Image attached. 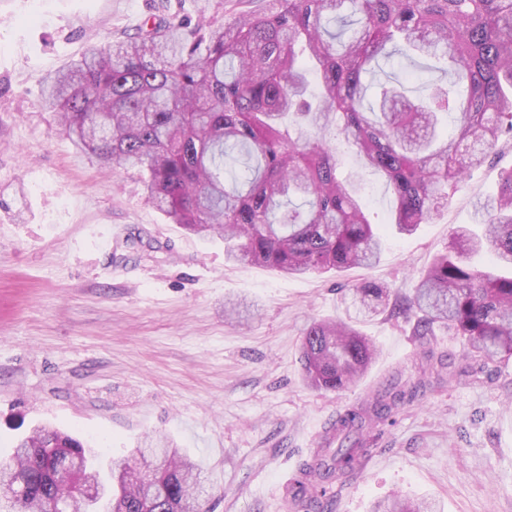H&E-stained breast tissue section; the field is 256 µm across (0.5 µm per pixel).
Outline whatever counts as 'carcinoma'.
<instances>
[{"instance_id": "obj_1", "label": "carcinoma", "mask_w": 512, "mask_h": 512, "mask_svg": "<svg viewBox=\"0 0 512 512\" xmlns=\"http://www.w3.org/2000/svg\"><path fill=\"white\" fill-rule=\"evenodd\" d=\"M394 55L445 68L415 98L392 78L365 105V77ZM44 91L76 149L140 169L147 200L186 231L223 238L227 260L287 276L372 267L382 235L337 174L331 138L386 178L399 232L430 223L512 135V0H269L217 26L164 14L46 76ZM448 114L457 123L451 138L439 129ZM484 253L512 269V169L477 202L475 224L453 230L406 300L428 359L435 324L463 337L475 358H512V274L470 263ZM351 293L348 320L303 331L302 368L317 389L349 388L377 354L358 324L385 312L389 289L366 282ZM425 387L396 382L338 415L337 447L304 463L299 493L321 499L333 479L360 470L373 426ZM64 450L81 460L82 475L99 477L81 440L37 427L0 466V512H53L62 498L72 512H98V499L76 493L79 477L57 467ZM138 452L139 467L115 464L120 494L104 512H199L201 469L177 448ZM374 512L431 510L393 496Z\"/></svg>"}]
</instances>
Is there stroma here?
<instances>
[{"label":"stroma","mask_w":512,"mask_h":512,"mask_svg":"<svg viewBox=\"0 0 512 512\" xmlns=\"http://www.w3.org/2000/svg\"><path fill=\"white\" fill-rule=\"evenodd\" d=\"M158 0H0V461L50 424L105 461L163 438L201 467L202 512H317L293 507L284 481L330 434L337 415L391 381L428 369L415 323L380 314L361 324L379 355L342 392L302 376L314 319L344 315L345 291L388 285L405 301L421 273L473 221V202L512 167L503 143L431 223L411 235L384 225L377 265L285 277L224 259V242L171 223L146 202L134 167L79 153L42 96L43 77L102 39L134 34ZM266 0H168L167 11L221 20ZM340 175L360 184L373 221L393 205L385 179L339 146ZM239 300L238 315L225 303ZM444 368L394 424L374 428L357 473L334 480L326 512H371L391 494L429 497L440 512H512V359L467 357L436 328Z\"/></svg>","instance_id":"stroma-1"}]
</instances>
